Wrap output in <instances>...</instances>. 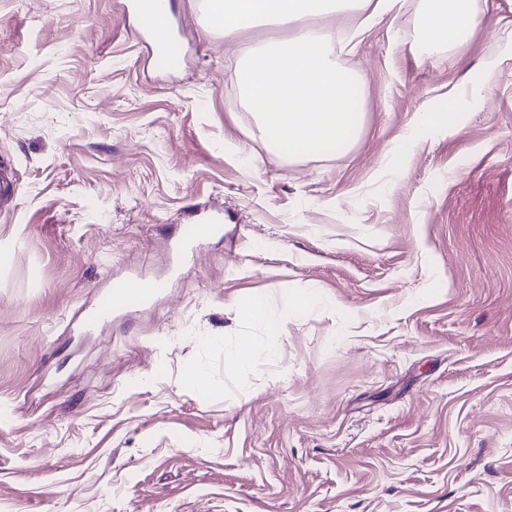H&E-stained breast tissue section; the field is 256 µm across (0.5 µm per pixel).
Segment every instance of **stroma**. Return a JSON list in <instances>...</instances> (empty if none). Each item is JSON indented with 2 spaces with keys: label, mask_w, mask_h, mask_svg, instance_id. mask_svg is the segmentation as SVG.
<instances>
[{
  "label": "stroma",
  "mask_w": 512,
  "mask_h": 512,
  "mask_svg": "<svg viewBox=\"0 0 512 512\" xmlns=\"http://www.w3.org/2000/svg\"><path fill=\"white\" fill-rule=\"evenodd\" d=\"M126 3L0 0V512H512V0L427 59L403 0L339 56L358 141L294 162L240 105L274 28L172 0L165 68ZM450 103L461 126L393 168ZM132 278L157 301L86 328ZM302 288L335 307L285 313ZM253 291L278 332L235 319ZM238 335L277 358L239 366ZM192 365L208 396L178 391ZM458 121L459 113L450 104L447 108L419 114L413 125L395 140L391 150L392 165L399 167L404 163L425 130L434 127L455 129L458 126Z\"/></svg>",
  "instance_id": "35a3bbf8"
}]
</instances>
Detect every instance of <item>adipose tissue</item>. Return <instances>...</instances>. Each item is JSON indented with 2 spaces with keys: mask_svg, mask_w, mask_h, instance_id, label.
<instances>
[{
  "mask_svg": "<svg viewBox=\"0 0 512 512\" xmlns=\"http://www.w3.org/2000/svg\"><path fill=\"white\" fill-rule=\"evenodd\" d=\"M204 28L234 34L259 23L287 33L262 50L243 54L238 79L244 106L272 152L295 160L313 150L346 149L359 133L365 101L355 78L336 59V39L310 25L313 17L365 11L370 20L389 14L398 0H204ZM480 21L479 0H420L418 47L430 53L460 42L463 25ZM459 113L447 107L419 114L394 142L391 163L401 166L427 129L457 128Z\"/></svg>",
  "mask_w": 512,
  "mask_h": 512,
  "instance_id": "obj_1",
  "label": "adipose tissue"
}]
</instances>
